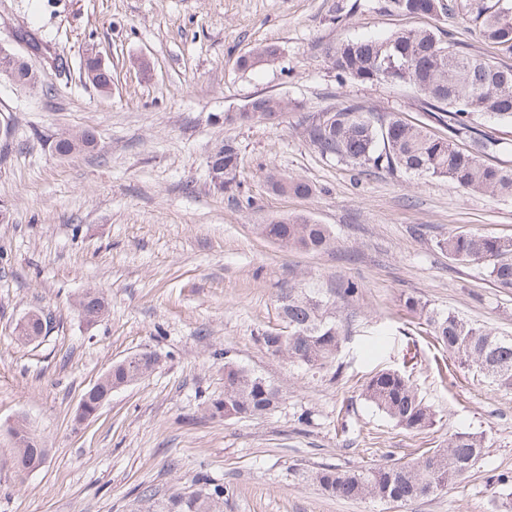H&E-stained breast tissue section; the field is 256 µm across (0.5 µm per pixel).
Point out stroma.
Here are the masks:
<instances>
[{
	"label": "stroma",
	"mask_w": 512,
	"mask_h": 512,
	"mask_svg": "<svg viewBox=\"0 0 512 512\" xmlns=\"http://www.w3.org/2000/svg\"><path fill=\"white\" fill-rule=\"evenodd\" d=\"M422 24L389 0H0V42L22 32L44 47L34 60L43 89L0 82V208L10 215L0 223V512H154L204 475L227 489L221 512H512V484L495 482L512 476V392L459 367L403 304L413 296L512 336V292L437 246L456 232L512 237V199L362 172L305 135L346 102L426 121L403 88L339 81L328 61L339 39ZM266 43L278 60L237 68ZM90 49L112 72L109 92L85 79ZM260 95L288 100L279 125L225 122ZM66 130L93 132L95 148L56 154ZM227 140L240 153L232 194L214 189L207 169ZM270 171L306 180L312 195L273 191ZM295 214L328 225L334 248L289 249L254 230ZM350 282L357 293L342 295ZM89 287L108 307L92 325L75 305ZM291 288L334 299L344 331L334 366L308 371L259 344L280 326ZM33 311L51 325L20 344L14 328ZM142 352L156 355L153 370L77 422L83 394ZM228 358L281 387L272 414L206 412ZM384 368L409 376L436 413L430 429L406 431L364 399ZM21 419L47 450L27 474L10 433ZM456 431L483 433L486 448L438 495L353 503L313 479L325 465L412 459Z\"/></svg>",
	"instance_id": "35a3bbf8"
}]
</instances>
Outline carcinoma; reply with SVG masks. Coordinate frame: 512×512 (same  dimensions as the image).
I'll list each match as a JSON object with an SVG mask.
<instances>
[{
  "instance_id": "carcinoma-1",
  "label": "carcinoma",
  "mask_w": 512,
  "mask_h": 512,
  "mask_svg": "<svg viewBox=\"0 0 512 512\" xmlns=\"http://www.w3.org/2000/svg\"><path fill=\"white\" fill-rule=\"evenodd\" d=\"M398 12L424 17L456 16L478 24L484 40L512 55V0H389ZM273 44L256 47L237 59V66L253 69L278 59ZM329 61L342 80L375 85L389 83L407 89L417 99L421 111L448 128L438 136L424 125L411 124L393 112L367 109L358 103L323 112L307 126L309 141L321 154L358 168L402 170L417 176L448 179L465 194L512 197V169L485 161L497 141L479 129L485 117L512 123V64L494 61L472 52L470 45L453 39L438 28H412L391 33L382 39L346 38L334 46ZM86 79L95 87L111 83L108 68L88 53L83 60ZM288 103L263 95L251 107L225 120L247 124L271 112L286 113ZM470 141V150L457 149L455 140ZM95 145L89 131L61 136L54 151L66 156ZM207 164L224 168V191L238 187L239 149L232 142L217 147ZM266 181L275 191L308 195L311 186L303 179H286L270 171ZM258 233L292 249L318 253L335 245L329 227L315 223L307 215H289L258 226ZM448 258L459 263H488L487 273L499 288L512 291V238L478 232L455 233L439 243ZM329 299L315 293L288 289L280 299L284 326L265 331L258 342L267 354L283 358L307 370H321L336 360L341 348V330L330 311ZM84 321L94 324L105 315L106 304L98 293L88 291L78 302ZM404 307L426 316L436 341L462 367H477L497 385L512 390V337L499 336L484 326L468 322L452 312L426 309L419 299L408 296ZM40 318L35 317L17 335L23 344L42 335ZM156 363L151 353H142L129 362L112 364L109 377L85 393L76 419L92 414L97 403L118 385L129 386L149 373ZM362 396L390 419L411 432L435 424V413L419 397L408 377L395 369L372 375ZM283 400L282 389L251 370L230 360L224 361V396L206 404L213 417L247 419L275 411ZM17 460L33 468L46 457L35 435L24 421L12 428ZM486 448L479 433L455 432L439 448H427L410 462L390 459L373 467L342 470L331 465L319 468L315 480L330 497L350 501L380 500L406 504L438 494L442 488L463 481ZM226 488L204 484L189 494L172 496L167 512H216L224 501Z\"/></svg>"
}]
</instances>
